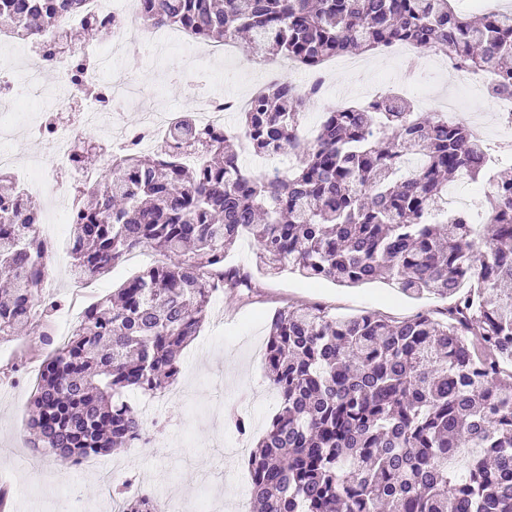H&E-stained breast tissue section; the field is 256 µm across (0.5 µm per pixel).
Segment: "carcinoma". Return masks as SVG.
Instances as JSON below:
<instances>
[{"instance_id": "1", "label": "carcinoma", "mask_w": 512, "mask_h": 512, "mask_svg": "<svg viewBox=\"0 0 512 512\" xmlns=\"http://www.w3.org/2000/svg\"><path fill=\"white\" fill-rule=\"evenodd\" d=\"M85 0H0L24 41L53 34L73 46L67 19ZM143 27H176L222 45L250 35L257 59L308 70L351 48L405 42L489 76L488 96L512 95V13L479 22L449 0H137ZM311 96L288 79L241 112L239 130L202 129L179 115L163 148L112 158V176L84 194L70 250L77 279L97 277L135 249L166 260L85 312L44 361L28 426L69 468L127 448L143 417L128 390L155 395L180 373L215 292H251L252 272L224 258L243 236L256 269L354 286L382 279L404 295L452 302L437 318L389 322L374 311L331 317L320 307L277 310L264 365L279 398L248 457L251 512H512V178L497 180L484 224L448 211V183L493 177L496 157L464 124L424 115L393 93L329 108L313 141L299 135ZM255 155H293L288 172L256 177L230 138ZM196 155L187 163L183 155ZM416 158L411 172L405 161ZM0 337L35 328L48 266L40 212L0 171ZM479 449L464 469L458 448ZM122 512H161L149 495Z\"/></svg>"}]
</instances>
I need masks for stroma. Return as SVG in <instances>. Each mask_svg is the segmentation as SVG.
Returning <instances> with one entry per match:
<instances>
[{
    "label": "stroma",
    "instance_id": "1",
    "mask_svg": "<svg viewBox=\"0 0 512 512\" xmlns=\"http://www.w3.org/2000/svg\"><path fill=\"white\" fill-rule=\"evenodd\" d=\"M362 65L352 70L338 67L330 80L332 91L350 92L387 79L390 89L403 85V70L392 64L384 50L361 54ZM133 70L155 103L171 112L197 111L199 100L183 77L179 55L161 52L135 56L123 62ZM224 68L243 71V78L217 79L208 83L210 96L245 95L252 85L268 81L255 68L244 48L226 56ZM464 109L482 119V137L493 155H512V131L504 130L495 116L493 100L484 94L464 97ZM159 252L134 251L108 274L84 281L89 301L115 291L145 266L161 262ZM47 289L61 307L51 317L53 326L65 327L76 310L70 304L76 285L69 259L49 257ZM259 287L250 298L233 294L214 298L208 317L184 349L176 383L155 401L161 433L149 444H136L114 454L88 458L86 466L65 469L52 455L34 449L27 427L36 365L49 354L37 336L21 334L0 339V487L10 491L13 512H67L71 497H79L87 512H110V489L102 472L119 470L135 479L139 488L157 498L174 500L180 512H206L219 504L234 512L243 486L248 485L246 456L238 454V434L226 420L231 405H239L252 422L245 440L255 445L277 410L278 399L264 367V341L270 316L284 304L323 305L331 314L347 317L372 310L401 320L422 309L442 306L433 295L413 299L385 281L341 286L311 281L284 272L260 275Z\"/></svg>",
    "mask_w": 512,
    "mask_h": 512
}]
</instances>
